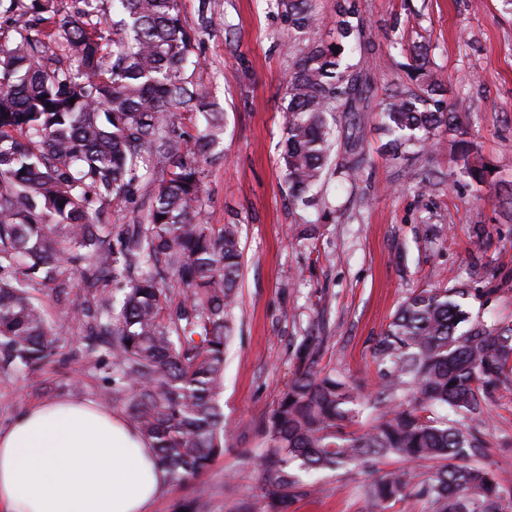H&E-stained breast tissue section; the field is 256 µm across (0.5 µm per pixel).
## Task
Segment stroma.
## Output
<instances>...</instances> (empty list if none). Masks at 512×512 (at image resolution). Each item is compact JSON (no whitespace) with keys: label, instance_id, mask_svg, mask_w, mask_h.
I'll return each mask as SVG.
<instances>
[{"label":"stroma","instance_id":"1","mask_svg":"<svg viewBox=\"0 0 512 512\" xmlns=\"http://www.w3.org/2000/svg\"><path fill=\"white\" fill-rule=\"evenodd\" d=\"M363 40L374 49L358 64L374 79L375 98L408 80V47H427L445 97L459 104L465 139L492 167L494 186H479L455 164L451 136L431 150L394 159L376 106L356 119L367 159L360 180L329 177L328 218L288 201L279 166L285 76L298 52L288 25L268 0H210L207 27L199 0H183L187 28L203 63L193 78L224 113V157L207 165L203 218L239 227L242 269L237 322L224 365L226 447L194 482L169 487L153 512H265L261 497L262 423L304 367L333 371L362 386L356 426L375 423L371 395L379 382L376 338L405 297L418 288L464 286L473 318L512 325V6L506 0H355ZM401 39L402 48L391 47ZM432 173L434 188L414 185ZM316 224L301 237L304 221ZM83 295L51 284L38 293L65 347L78 333L72 308ZM105 374L78 358H54L44 369L0 372V427L34 402L98 400ZM479 433L475 465L512 476V387L494 389ZM394 459L319 475L318 492L294 498L288 512H366L369 484L399 468ZM205 497H198V488Z\"/></svg>","mask_w":512,"mask_h":512}]
</instances>
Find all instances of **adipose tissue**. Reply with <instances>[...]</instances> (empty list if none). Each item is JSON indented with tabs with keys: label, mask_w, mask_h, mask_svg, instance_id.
<instances>
[{
	"label": "adipose tissue",
	"mask_w": 512,
	"mask_h": 512,
	"mask_svg": "<svg viewBox=\"0 0 512 512\" xmlns=\"http://www.w3.org/2000/svg\"><path fill=\"white\" fill-rule=\"evenodd\" d=\"M168 485L131 421L92 401L38 402L0 429V512H152Z\"/></svg>",
	"instance_id": "1"
}]
</instances>
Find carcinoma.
Segmentation results:
<instances>
[{
  "label": "carcinoma",
  "instance_id": "carcinoma-1",
  "mask_svg": "<svg viewBox=\"0 0 512 512\" xmlns=\"http://www.w3.org/2000/svg\"><path fill=\"white\" fill-rule=\"evenodd\" d=\"M274 2L306 41L284 81L280 166L289 199L312 206L339 120H354L373 97L370 78L343 54L374 44L361 39L350 0L337 5L330 41L319 34L314 0ZM6 12L29 20L0 45V370L30 373L59 354L34 293L78 277L84 330L75 355L107 371L104 399L126 409L170 483L184 484L224 453L218 398L242 265L238 225L203 220L205 164L221 155L224 123L187 76L200 66L196 34L182 0H72L66 14L58 0H8ZM409 54L412 84L379 103L392 156L460 130L427 54ZM176 111L209 119L189 137ZM350 151L342 173L354 180L366 160L356 143ZM456 164L489 183L470 150ZM153 169L160 177L142 221L105 222ZM176 286L183 296L175 304ZM468 297L465 288H423L401 302L373 346L380 419L370 431L353 429L359 394L345 379L295 376L264 425L267 512H286L302 473L387 457L436 466L425 478L384 473L367 490L369 512L411 495L432 512H502L512 479L471 458L490 391L512 383V326L473 321ZM436 409L446 414L431 416Z\"/></svg>",
  "mask_w": 512,
  "mask_h": 512
}]
</instances>
